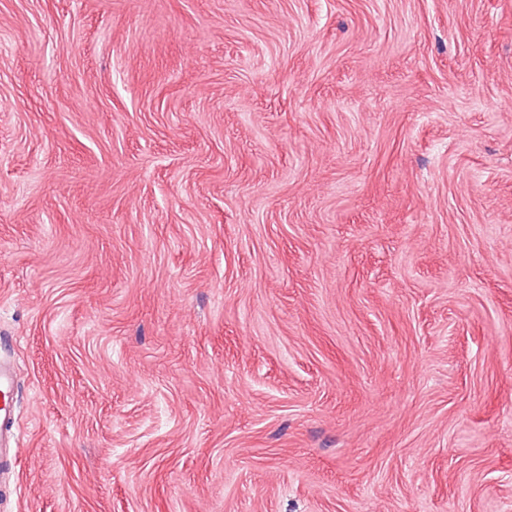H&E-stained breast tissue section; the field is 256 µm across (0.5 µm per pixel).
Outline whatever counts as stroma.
<instances>
[{"mask_svg": "<svg viewBox=\"0 0 512 512\" xmlns=\"http://www.w3.org/2000/svg\"><path fill=\"white\" fill-rule=\"evenodd\" d=\"M0 512H512V0H0ZM19 338L0 336V458L17 450L12 422L16 410L14 356Z\"/></svg>", "mask_w": 512, "mask_h": 512, "instance_id": "stroma-1", "label": "stroma"}]
</instances>
